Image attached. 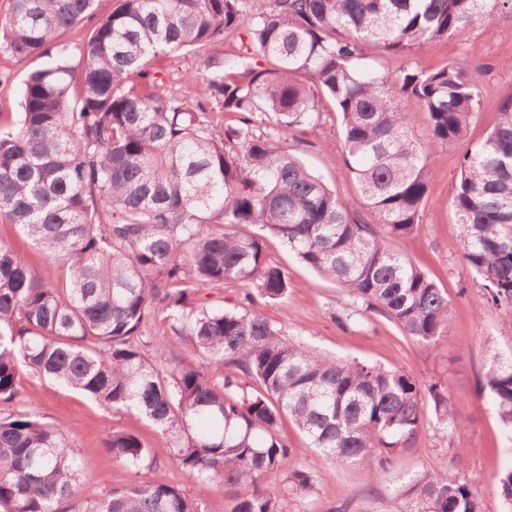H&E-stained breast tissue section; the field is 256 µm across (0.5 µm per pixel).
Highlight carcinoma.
<instances>
[{
    "label": "carcinoma",
    "instance_id": "1",
    "mask_svg": "<svg viewBox=\"0 0 512 512\" xmlns=\"http://www.w3.org/2000/svg\"><path fill=\"white\" fill-rule=\"evenodd\" d=\"M97 13L98 0H9L0 15L12 56L45 59L23 80L21 112H0V219L62 271L47 282L0 244V512H205L214 490L232 497L230 512H286L259 484L294 454L280 432L286 417L320 456L362 466L372 485L427 424L448 438L457 424L442 381L321 357L259 311L199 295L231 281L247 300L288 299V275L263 237L238 231L258 224L404 335L425 345L448 337V296L392 241L422 224L434 149L461 145L452 201L461 257L486 282V302L512 308V94L471 143L488 65L393 76L368 54L462 38L512 15V0H116L84 30ZM71 30L86 31L78 73L60 41ZM240 31L246 51L206 62L192 102L163 84H129L160 53L198 52ZM324 95L340 115L342 166L364 216L291 145ZM412 108L427 115L423 139L408 124ZM217 110L242 118L220 130ZM159 321L180 350L148 353ZM24 369L151 421L195 494L148 480L150 449L113 428L103 448L133 479L80 498L92 462L22 402ZM482 389L512 428V354L492 353ZM286 480L308 512H344L308 501L313 468ZM497 485L512 512V470ZM398 496L404 512H483L468 479L446 471L404 477Z\"/></svg>",
    "mask_w": 512,
    "mask_h": 512
}]
</instances>
